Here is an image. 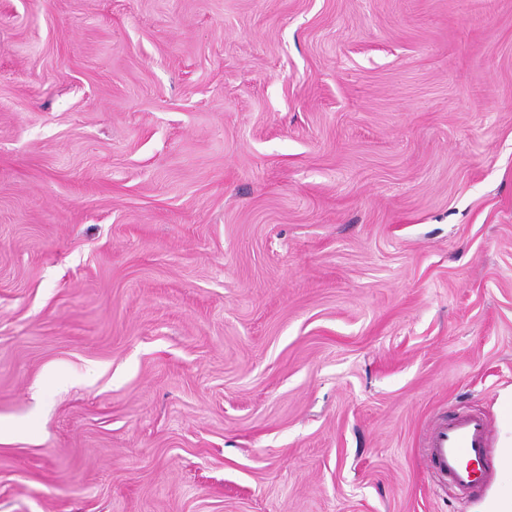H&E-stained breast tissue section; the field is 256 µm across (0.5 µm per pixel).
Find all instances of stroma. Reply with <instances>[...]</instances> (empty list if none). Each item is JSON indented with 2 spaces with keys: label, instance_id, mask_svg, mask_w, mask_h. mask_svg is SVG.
<instances>
[{
  "label": "stroma",
  "instance_id": "stroma-1",
  "mask_svg": "<svg viewBox=\"0 0 512 512\" xmlns=\"http://www.w3.org/2000/svg\"><path fill=\"white\" fill-rule=\"evenodd\" d=\"M512 388V0H0V512H481ZM494 440L491 423L479 414L463 412L433 421L426 431L423 448L441 481L468 493L493 478ZM476 461L479 469L471 470L469 463Z\"/></svg>",
  "mask_w": 512,
  "mask_h": 512
}]
</instances>
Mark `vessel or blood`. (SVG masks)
Listing matches in <instances>:
<instances>
[{
	"instance_id": "obj_1",
	"label": "vessel or blood",
	"mask_w": 512,
	"mask_h": 512,
	"mask_svg": "<svg viewBox=\"0 0 512 512\" xmlns=\"http://www.w3.org/2000/svg\"><path fill=\"white\" fill-rule=\"evenodd\" d=\"M494 427L476 413H457L433 421L423 448L436 475L460 492L489 483L494 474Z\"/></svg>"
}]
</instances>
